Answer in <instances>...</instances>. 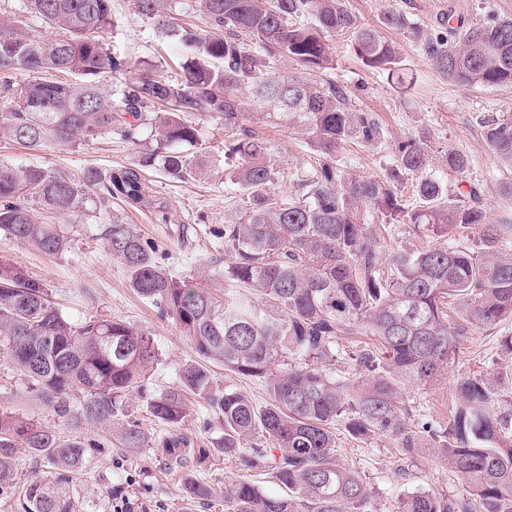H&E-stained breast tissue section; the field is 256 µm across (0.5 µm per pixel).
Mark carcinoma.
I'll use <instances>...</instances> for the list:
<instances>
[{"instance_id":"obj_1","label":"carcinoma","mask_w":512,"mask_h":512,"mask_svg":"<svg viewBox=\"0 0 512 512\" xmlns=\"http://www.w3.org/2000/svg\"><path fill=\"white\" fill-rule=\"evenodd\" d=\"M163 0H135L138 14L158 36L178 37L190 57L169 74L161 63L131 69L107 43L118 22L112 0H22V11L56 30L0 32V129L28 148L63 150L116 137L138 144L141 129L157 133V146L136 163L109 173L87 168L79 176L40 166L0 165V233L47 257L68 250L59 224L45 213L76 219L86 210L87 189L96 206L114 199L138 208L149 202L141 172L160 169L186 180L195 173L184 147L204 151L197 112L222 119L224 154L238 161L235 184L245 206L224 219V270L209 285L170 272L157 245L135 224L114 220L101 228L112 257L130 287L171 318L196 359L177 384L149 398L159 423L178 426L188 402H204L224 429L217 448L249 469L275 450L272 478L285 488L269 495L250 479L224 487L232 512H364L360 476L336 462V430L356 438L390 439L405 455L430 438L466 481L480 512H512V408L480 371L458 376L448 427L416 428L402 408V385L438 380L455 361L460 339L512 321V223L489 224L480 189L448 196L427 176L417 184L418 205L400 194L405 178L432 166L425 143L398 145L382 178L343 175L331 164L293 179L288 195L272 192L278 179L267 141L244 126L240 89L271 120L296 127L318 152L332 157L348 142H380L374 115L355 105L330 79H308L326 70L329 34H346L354 53L372 69L392 70L398 52L383 30L404 29L405 19L385 15L379 28L358 25L343 0H194L202 26L177 29ZM453 43L425 39V50L448 82L467 88L512 84V18L490 16L452 27ZM293 61L300 74L274 70ZM73 74L74 86L47 80L44 72ZM124 75L107 86L112 75ZM486 139L498 161L512 169V117L487 125ZM438 162L464 174L467 160L444 149ZM401 224L436 237L417 251L395 248L382 256L380 229ZM343 336L369 341L346 350L358 380L331 371ZM153 338L116 318L73 321L56 307L49 289L24 269L0 261V363L19 373L28 392L73 430L120 427L129 453L162 447L182 466L203 456L181 434L157 441L127 414L129 397L148 382L158 360ZM261 383L264 403L232 384L215 380L211 366ZM51 464L53 477L22 483L19 512H87L78 492L88 448L34 418L0 412V493L16 485L15 454ZM185 496L215 494L203 482H184ZM398 512H471L467 499L416 492Z\"/></svg>"}]
</instances>
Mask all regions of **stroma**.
<instances>
[{"mask_svg":"<svg viewBox=\"0 0 512 512\" xmlns=\"http://www.w3.org/2000/svg\"><path fill=\"white\" fill-rule=\"evenodd\" d=\"M345 5L362 26H378L385 14L397 13L403 15L408 27L388 34L400 59L397 70L390 73L364 66L348 36L329 37L334 66L327 71V78L349 91L357 108L373 113L384 130L379 143L338 147L329 159L332 164L347 173L378 178L394 163L398 144L416 138L433 150L452 149L468 162L465 176L437 165L429 168V175L452 192L467 180L478 184L489 223L512 218V196L504 190L512 183V169L496 160L485 138L491 121L512 116V86H454L435 71L423 47L426 37L447 36L449 26L467 27L489 14L512 17V0H345ZM112 10L119 20L112 45L131 65L139 67L143 62L162 59L175 67L187 57V48L178 40L163 41L156 36L150 23L137 15L132 0H112ZM244 113L245 126L270 143L281 172L276 190L288 192L290 175L312 174L326 160L301 132L269 121L252 103H245ZM194 120L208 146L195 177L180 181L158 169L144 171L149 206L134 209L116 200L107 209L88 208L69 232L68 251L55 258L0 235V261L24 268L43 283L66 316L74 320L94 315L119 318L151 334L162 360L152 367L147 391L132 394L129 409L148 433L160 438L167 431L149 420L147 398L173 387L179 368L195 355L175 323L160 317L155 307L130 288L125 270L113 260L100 237V227L115 218L139 225L146 237L169 253L168 266L181 278H197L199 271L209 269L211 261L223 257L224 246L214 233L223 229L225 216L234 213L243 194L233 183V164L224 159L220 120L204 113L195 115ZM151 144L148 129L143 130L138 146L101 139L68 151L26 148L0 133V165L42 166L74 175L94 167L106 173L132 165L140 148ZM508 335L512 336V326L504 324L493 332L469 336L462 340L454 363L437 382L425 388L406 386L403 399L409 421L447 425L455 400L453 381L458 374L481 370L511 380L512 350L503 344ZM0 412L34 418L63 433L68 430L52 409L26 392L17 374L5 368L0 369ZM176 431L206 450V459L182 468L148 448L137 454L126 453L116 434L84 430V437L96 440L97 445L89 450L81 480L85 488L100 496L98 512H113L125 499L135 504L137 512H225V482L243 478L258 481L267 493L280 494L281 488L267 468L247 470L235 459L213 457L222 427L207 405H193ZM336 435L337 462L355 470L369 490L367 512H397L399 500L417 490L442 492L452 498L467 494L463 481L432 443H423L413 455L405 456L382 436L359 440L342 429ZM189 472L210 482L215 489L212 498L183 499L182 481Z\"/></svg>","mask_w":512,"mask_h":512,"instance_id":"1","label":"stroma"}]
</instances>
